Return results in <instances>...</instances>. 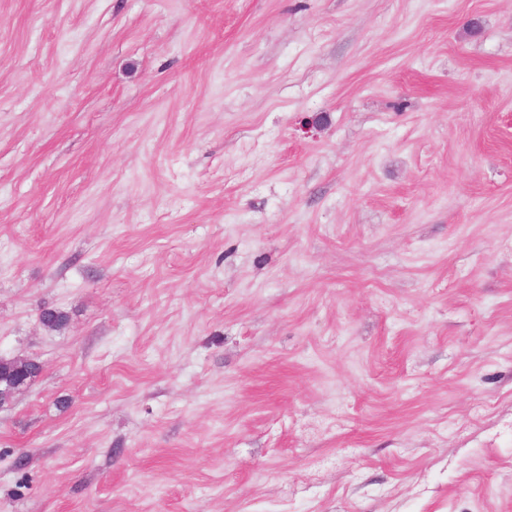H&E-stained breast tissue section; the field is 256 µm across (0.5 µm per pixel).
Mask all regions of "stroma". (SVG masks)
I'll list each match as a JSON object with an SVG mask.
<instances>
[{"mask_svg":"<svg viewBox=\"0 0 512 512\" xmlns=\"http://www.w3.org/2000/svg\"><path fill=\"white\" fill-rule=\"evenodd\" d=\"M0 356V512H512V0H0ZM6 364H2V358H0V380H3L6 377H13L16 375H25L28 379V384L24 386L17 387L13 390V393L10 396L9 400H6L4 403L12 400L17 394L21 392L22 389H25L30 385L32 381H34L40 374L41 369H36L30 363L28 358H5Z\"/></svg>","mask_w":512,"mask_h":512,"instance_id":"1","label":"stroma"}]
</instances>
